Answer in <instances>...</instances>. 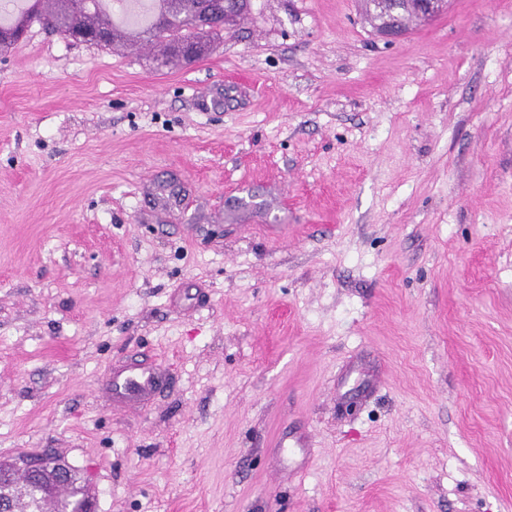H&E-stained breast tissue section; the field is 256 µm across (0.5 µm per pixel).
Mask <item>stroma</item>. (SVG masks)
Listing matches in <instances>:
<instances>
[{
	"label": "stroma",
	"instance_id": "35a3bbf8",
	"mask_svg": "<svg viewBox=\"0 0 512 512\" xmlns=\"http://www.w3.org/2000/svg\"><path fill=\"white\" fill-rule=\"evenodd\" d=\"M152 55L0 54V461L95 512H512V0L393 41L251 0ZM139 353L171 387L114 408ZM75 469L71 467V471L73 473V476L69 481H65L64 483L67 484V486H71V491H69L67 494L63 493L61 489L59 488L58 494H57V500H56V511L55 512H61L59 511V508L62 504H68L70 505L71 511L70 512H86V508L88 504L94 505L92 498L89 495V490L87 488L86 480H83V493H81V489L74 487V485L77 482L76 478V472ZM78 473V472H77ZM79 474V473H78ZM82 494L80 497L79 495Z\"/></svg>",
	"mask_w": 512,
	"mask_h": 512
}]
</instances>
